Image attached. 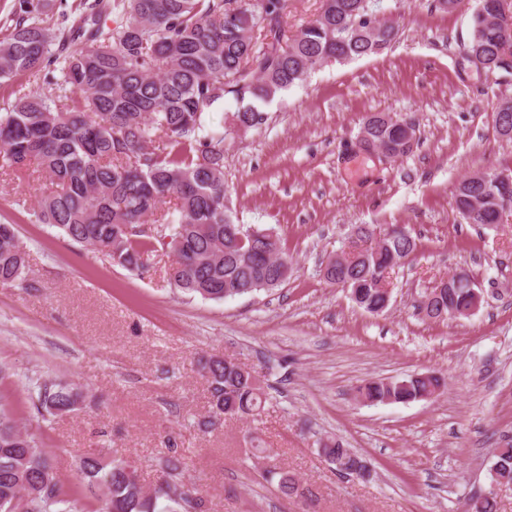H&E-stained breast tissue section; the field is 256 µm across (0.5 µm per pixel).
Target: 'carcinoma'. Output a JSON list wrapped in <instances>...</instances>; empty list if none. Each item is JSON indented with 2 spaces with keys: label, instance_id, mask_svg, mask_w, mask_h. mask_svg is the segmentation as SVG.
<instances>
[{
  "label": "carcinoma",
  "instance_id": "cac0c4a2",
  "mask_svg": "<svg viewBox=\"0 0 512 512\" xmlns=\"http://www.w3.org/2000/svg\"><path fill=\"white\" fill-rule=\"evenodd\" d=\"M54 0H17L11 24L0 38V80L17 76L55 83L67 111L34 91L18 96L0 112V168L48 182L33 210L35 220L62 231L129 271L146 268V257L161 245L175 256L170 278L182 292L224 300L272 289L292 275V259L280 238L239 240L224 227L233 223L225 204L224 132H204L203 114L230 95L252 104L232 114L246 129L265 121L259 104L302 82L332 58L343 62L385 50L398 29L388 21L359 22L374 15L371 0H321L315 18L293 37L286 23L294 0H96L93 12L75 19L61 34L47 24ZM114 27L105 29L103 20ZM512 0H477L467 52L502 68L512 52L505 38ZM400 129L378 126L375 148L397 142ZM454 193L478 214L472 223L498 224L506 193L461 180ZM171 211L160 210L169 195ZM164 224L169 233L153 235L147 223ZM374 229H359L352 248L366 260L332 265L326 280L359 288L358 307L375 315L382 296L376 274L394 270L391 254L409 258L417 239L396 231L373 245ZM170 242H165L166 238ZM27 254L14 228L0 224V285H20ZM467 305L464 289L443 291L426 306V317L442 321L448 304ZM197 366L206 379L210 410L205 427L229 419L254 420L264 410L265 393L252 371L236 363L201 355ZM442 377L369 380L356 393L371 404L408 403L441 391ZM83 403L69 383L40 387L39 414L63 416ZM326 454L349 469L365 460L339 441ZM498 483H512V446L497 454ZM79 470L102 493L99 512H209L202 497L189 498L181 456L161 461L162 480L147 489L131 461L94 449L79 459ZM279 476L288 498L307 503L311 488L292 473ZM0 512H78L62 489L49 454L22 430L13 411L0 402ZM463 512H495V493L464 500Z\"/></svg>",
  "mask_w": 512,
  "mask_h": 512
}]
</instances>
